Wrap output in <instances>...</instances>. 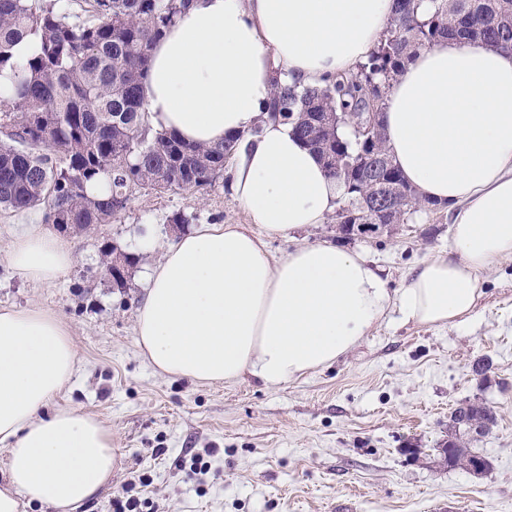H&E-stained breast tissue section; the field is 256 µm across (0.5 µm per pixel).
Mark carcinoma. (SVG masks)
<instances>
[{
	"instance_id": "cac0c4a2",
	"label": "carcinoma",
	"mask_w": 512,
	"mask_h": 512,
	"mask_svg": "<svg viewBox=\"0 0 512 512\" xmlns=\"http://www.w3.org/2000/svg\"><path fill=\"white\" fill-rule=\"evenodd\" d=\"M57 0H0V207L40 206L50 224L83 232L126 208L135 186L155 192L209 185L224 171L237 136L215 145L186 142L148 121L142 84L149 49L188 8L187 0H85V16ZM395 16L368 59L322 88L275 84L272 114L292 123L327 174L343 186L336 224H405L431 209L405 181L386 148L382 114L391 84L413 56L441 38L480 41L512 53V0H396ZM36 40L26 60L14 47ZM108 177L107 196L87 184ZM105 273L126 287L133 256L104 249ZM495 424L483 403L455 408L443 444L449 467L487 459L466 446L464 419Z\"/></svg>"
}]
</instances>
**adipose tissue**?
Segmentation results:
<instances>
[{
    "mask_svg": "<svg viewBox=\"0 0 512 512\" xmlns=\"http://www.w3.org/2000/svg\"><path fill=\"white\" fill-rule=\"evenodd\" d=\"M395 0H192L150 51L151 126L193 143L241 141L229 171L245 224H203L148 274L134 339L161 376L268 386L332 366L392 313L430 327L462 323L485 272L512 260V54L444 38L393 82L386 145L419 195L447 206V250L405 285L365 253L315 242L275 257L269 243L325 223L342 194L288 124L266 116L274 82L323 86L377 46ZM13 274L49 283L77 260L31 216L10 238ZM65 322L42 307H0V512L22 501L80 512L112 477V433L48 405L73 377Z\"/></svg>",
    "mask_w": 512,
    "mask_h": 512,
    "instance_id": "obj_1",
    "label": "adipose tissue"
}]
</instances>
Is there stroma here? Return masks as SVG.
<instances>
[{"mask_svg":"<svg viewBox=\"0 0 512 512\" xmlns=\"http://www.w3.org/2000/svg\"><path fill=\"white\" fill-rule=\"evenodd\" d=\"M247 221L222 176L201 190L136 188L110 223L71 234L77 261L55 282L22 281L0 257V306L57 312L77 346L76 372L51 408L78 409L112 432V481L83 512H107L142 473L157 512H512V261L486 275L463 323L385 321L331 367L288 384L201 385L154 372L133 332L148 267L194 226ZM450 235L441 208L366 235L329 222L270 248L279 257L323 241L362 250L397 289ZM112 246L136 258L124 288L104 272ZM478 358L490 361L483 381L471 372ZM465 401L496 413L474 443L491 462L480 474L440 453L448 416ZM191 448L215 451L200 483L180 468Z\"/></svg>","mask_w":512,"mask_h":512,"instance_id":"35a3bbf8","label":"stroma"}]
</instances>
